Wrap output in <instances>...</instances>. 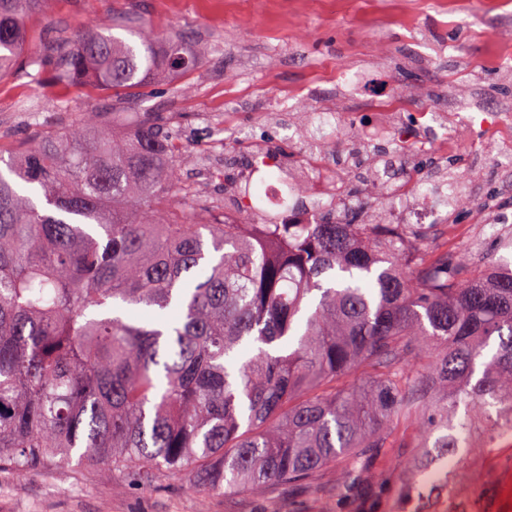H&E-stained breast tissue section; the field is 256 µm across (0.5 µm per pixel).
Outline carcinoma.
<instances>
[{
	"label": "carcinoma",
	"instance_id": "cac0c4a2",
	"mask_svg": "<svg viewBox=\"0 0 512 512\" xmlns=\"http://www.w3.org/2000/svg\"><path fill=\"white\" fill-rule=\"evenodd\" d=\"M46 2L0 0V78ZM123 28L51 36L29 65L102 91L194 65L179 37ZM171 146L156 119L118 134L91 106L4 161L0 470L95 459L232 496L334 467L348 494L403 425L440 463L421 485L454 496L472 423L512 430V269L349 210L213 224L174 205Z\"/></svg>",
	"mask_w": 512,
	"mask_h": 512
}]
</instances>
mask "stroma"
Segmentation results:
<instances>
[{
  "label": "stroma",
  "instance_id": "obj_1",
  "mask_svg": "<svg viewBox=\"0 0 512 512\" xmlns=\"http://www.w3.org/2000/svg\"><path fill=\"white\" fill-rule=\"evenodd\" d=\"M129 19L156 36L179 35L193 68L147 88L102 95L83 84L32 79L22 67L0 78V154L35 132L78 122L89 106L119 104L130 129L147 117L171 128L184 155L187 201L219 218L225 184H237L236 131L265 114L283 169L321 151L337 167L355 204L368 193L366 170L384 131L366 88H404L408 100L451 119L455 144L429 154H387L395 175L418 173L433 195L454 187L451 222L435 243L455 248L480 218L512 231V164L494 159L491 120H512V0H47L25 19L24 55L42 53L51 35L104 30ZM234 112L225 125V112ZM353 118L367 132L354 149L316 146L318 114ZM282 169V170H283ZM367 204V203H364ZM371 217L385 215L379 202ZM338 475L321 471L311 489L274 486L233 497L202 496L186 478L163 476L143 488L129 472L95 463L0 471V512H348L336 498ZM456 512H512V444L463 453L454 475Z\"/></svg>",
  "mask_w": 512,
  "mask_h": 512
}]
</instances>
